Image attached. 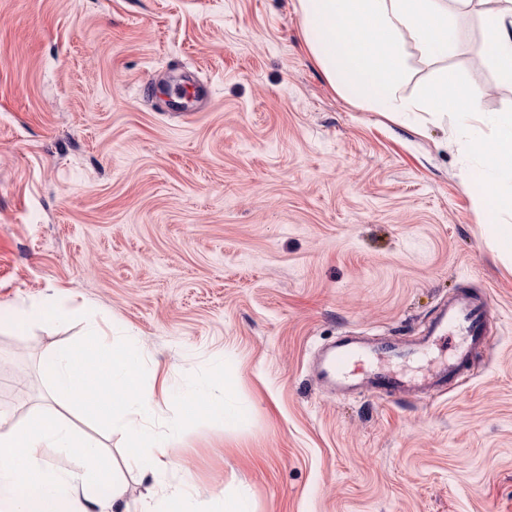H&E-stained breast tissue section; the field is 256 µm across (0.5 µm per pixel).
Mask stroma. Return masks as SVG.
<instances>
[{
	"mask_svg": "<svg viewBox=\"0 0 512 512\" xmlns=\"http://www.w3.org/2000/svg\"><path fill=\"white\" fill-rule=\"evenodd\" d=\"M297 0H0V412L62 413L110 450L128 512H512V255L467 178L453 116L378 112L309 53ZM455 11L446 64L512 108ZM207 100L169 112L146 85ZM493 327L469 376L402 396L322 390L343 335L410 341L456 290ZM44 312L19 326L22 313ZM146 366L153 430L186 377L227 361L240 423L173 436L164 479L126 468L40 370L89 328Z\"/></svg>",
	"mask_w": 512,
	"mask_h": 512,
	"instance_id": "stroma-1",
	"label": "stroma"
}]
</instances>
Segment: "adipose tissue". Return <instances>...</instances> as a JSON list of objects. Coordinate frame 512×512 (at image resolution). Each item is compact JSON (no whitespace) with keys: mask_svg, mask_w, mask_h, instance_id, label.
I'll return each mask as SVG.
<instances>
[{"mask_svg":"<svg viewBox=\"0 0 512 512\" xmlns=\"http://www.w3.org/2000/svg\"><path fill=\"white\" fill-rule=\"evenodd\" d=\"M470 0H298L297 11L311 55L329 81L367 107L383 112H455L466 117L462 131L482 162L469 171L476 204L487 210L500 246L512 252V109L493 118L491 140L470 119L481 111L480 91L463 90L442 60L455 40L454 10ZM484 19L485 53L500 79L512 84V0H497ZM437 70L417 96L400 87L410 73L406 42ZM67 449L74 468L61 469L43 449ZM125 492L112 458L77 434L51 408L32 411L21 422L0 414V512H119Z\"/></svg>","mask_w":512,"mask_h":512,"instance_id":"adipose-tissue-1","label":"adipose tissue"}]
</instances>
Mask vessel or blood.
I'll return each mask as SVG.
<instances>
[{
	"mask_svg": "<svg viewBox=\"0 0 512 512\" xmlns=\"http://www.w3.org/2000/svg\"><path fill=\"white\" fill-rule=\"evenodd\" d=\"M491 318L487 300L459 290L449 296L425 334L414 343L394 339L367 345L353 336L341 337L322 354L317 379L322 386L340 392L369 389L390 396L462 380L475 354L487 344ZM451 336L457 342L450 359L432 366L419 379H409L388 366L389 360L425 353ZM361 359L374 361V370L361 374L351 371V363Z\"/></svg>",
	"mask_w": 512,
	"mask_h": 512,
	"instance_id": "vessel-or-blood-1",
	"label": "vessel or blood"
}]
</instances>
